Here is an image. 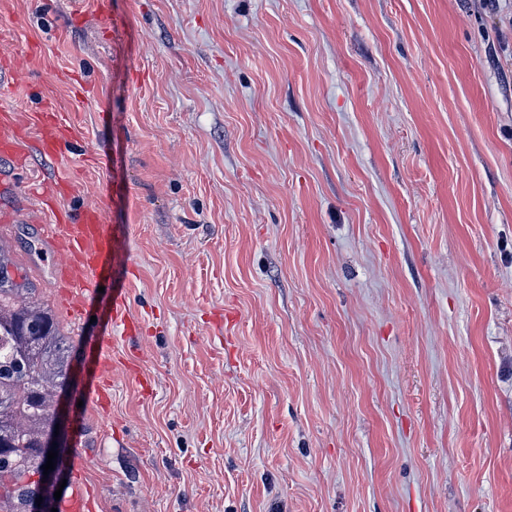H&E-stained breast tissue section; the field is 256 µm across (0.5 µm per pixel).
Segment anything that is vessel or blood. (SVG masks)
<instances>
[{"label":"vessel or blood","instance_id":"b4317fda","mask_svg":"<svg viewBox=\"0 0 512 512\" xmlns=\"http://www.w3.org/2000/svg\"><path fill=\"white\" fill-rule=\"evenodd\" d=\"M10 127V134L0 132V153L23 164L25 154L21 148L22 130L16 127L9 110L0 111L1 127ZM74 131L57 113L41 115L37 148L47 155H57L61 145L72 140ZM69 194L66 184L58 183L44 189L40 197L52 208L54 223L45 225L44 232L51 243L54 256L60 262L61 281L69 288L80 308L94 302L100 286L111 283L112 232L105 224L100 207L87 206L78 217H71L65 200ZM109 323L122 327L125 335L136 332V322L131 319L124 295H113L109 302ZM92 492L83 477H76L70 496L58 504V512H90Z\"/></svg>","mask_w":512,"mask_h":512}]
</instances>
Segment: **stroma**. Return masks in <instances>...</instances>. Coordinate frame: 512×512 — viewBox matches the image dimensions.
I'll return each mask as SVG.
<instances>
[{
    "instance_id": "stroma-1",
    "label": "stroma",
    "mask_w": 512,
    "mask_h": 512,
    "mask_svg": "<svg viewBox=\"0 0 512 512\" xmlns=\"http://www.w3.org/2000/svg\"><path fill=\"white\" fill-rule=\"evenodd\" d=\"M7 52L75 131L0 157V248L93 512H512V0H0ZM57 180L137 335L59 284Z\"/></svg>"
}]
</instances>
